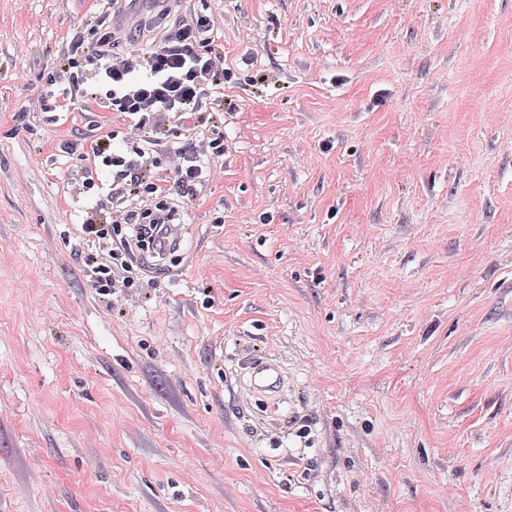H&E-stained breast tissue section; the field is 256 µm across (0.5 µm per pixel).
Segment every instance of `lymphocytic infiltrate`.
Here are the masks:
<instances>
[{
    "label": "lymphocytic infiltrate",
    "mask_w": 512,
    "mask_h": 512,
    "mask_svg": "<svg viewBox=\"0 0 512 512\" xmlns=\"http://www.w3.org/2000/svg\"><path fill=\"white\" fill-rule=\"evenodd\" d=\"M217 22L213 15L198 12L143 51L117 52L111 33L89 39L78 31L70 52L53 62L47 72L49 85L61 88V98L42 97L41 109H89L91 104L127 119L130 135L141 145L133 153L112 146L111 131L101 132L89 145L93 159L112 172L110 191L117 204L108 221L98 223L87 215L79 231L83 240L105 245L107 259L88 254L84 264L92 288L112 294L116 285L131 287V280L115 282L112 262L132 256L134 249L164 236L175 216L166 201L194 196L223 156L224 145L191 134L203 112L220 111L224 84L230 76L224 65V49L216 44ZM164 146L173 167L171 179L156 183L147 175L157 165L156 146ZM151 194L162 207L150 222L137 221L126 201Z\"/></svg>",
    "instance_id": "1"
}]
</instances>
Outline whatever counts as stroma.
<instances>
[{
  "mask_svg": "<svg viewBox=\"0 0 512 512\" xmlns=\"http://www.w3.org/2000/svg\"><path fill=\"white\" fill-rule=\"evenodd\" d=\"M224 160L181 245L90 288L112 210L43 112L95 0H0V512H512V0H178ZM264 81L255 84L253 75ZM26 115H19V108ZM256 358L288 388L242 382ZM287 384V373L279 364L271 360H256L248 372L249 390L265 399L276 398Z\"/></svg>",
  "mask_w": 512,
  "mask_h": 512,
  "instance_id": "stroma-1",
  "label": "stroma"
}]
</instances>
